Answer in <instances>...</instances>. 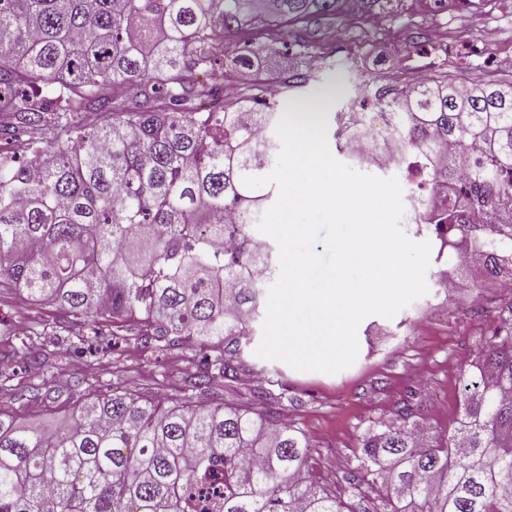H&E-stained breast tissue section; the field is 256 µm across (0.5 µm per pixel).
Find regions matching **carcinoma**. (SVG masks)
Listing matches in <instances>:
<instances>
[{
	"label": "carcinoma",
	"instance_id": "cac0c4a2",
	"mask_svg": "<svg viewBox=\"0 0 512 512\" xmlns=\"http://www.w3.org/2000/svg\"><path fill=\"white\" fill-rule=\"evenodd\" d=\"M339 0H0V283L50 302L84 331L136 317L146 343L188 341L232 379L273 268L249 227L272 196L250 189L277 157L282 116L266 83L235 107L198 73L224 64V32L336 14ZM245 43L231 63L278 51ZM52 86L56 122L26 87ZM125 88L114 94L115 86ZM394 117L397 156L415 187L461 197L430 218L460 232L497 274L512 250V92L433 81L375 95ZM480 157L461 169L456 156ZM233 211L234 224L224 222ZM481 216L470 223L464 212ZM41 334L7 357L41 364ZM419 428L368 432L353 469L388 512H512V307L488 338L448 436L420 445ZM306 442L270 414L234 405H165L114 391L83 403L52 433L0 407V512H350L307 465Z\"/></svg>",
	"mask_w": 512,
	"mask_h": 512
}]
</instances>
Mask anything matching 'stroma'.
I'll return each instance as SVG.
<instances>
[{
  "label": "stroma",
  "instance_id": "1",
  "mask_svg": "<svg viewBox=\"0 0 512 512\" xmlns=\"http://www.w3.org/2000/svg\"><path fill=\"white\" fill-rule=\"evenodd\" d=\"M292 31L319 48V67L308 85L289 92L285 111L319 99L321 115L352 109L376 112L375 94L405 84L416 70L468 87L512 85V70L497 66L512 51V0H396L380 28L345 11L292 23ZM428 292L393 318L366 317L359 325L355 363L338 373L302 372L256 355L262 323L243 344L236 379L213 377L207 391L185 387L196 349L164 351L144 344L135 320L102 323L112 352L92 357L68 338L57 306L30 301L21 290L0 286V351L38 330L56 352L55 367L32 381L39 395L0 391V405L18 419L50 430L80 403L116 390L168 402L250 406L257 392L306 439L308 464L322 483L348 500L352 512H386L378 488L356 477L351 460L365 433L396 423L409 408L426 440L447 435L457 416L464 376L512 306V293L493 284L476 287L464 271L430 262Z\"/></svg>",
  "mask_w": 512,
  "mask_h": 512
}]
</instances>
